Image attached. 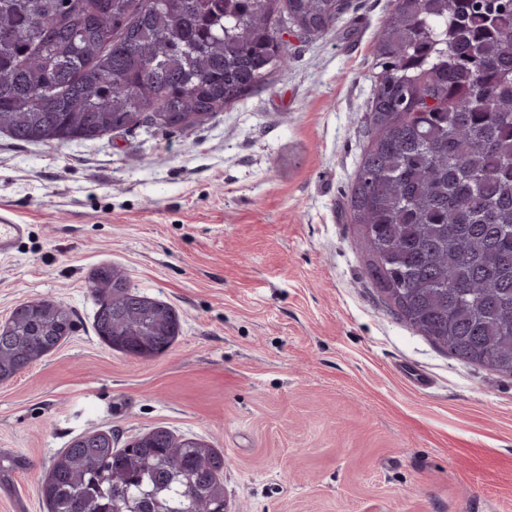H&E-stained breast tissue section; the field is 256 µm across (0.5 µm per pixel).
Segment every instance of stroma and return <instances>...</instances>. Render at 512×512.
Listing matches in <instances>:
<instances>
[{
  "mask_svg": "<svg viewBox=\"0 0 512 512\" xmlns=\"http://www.w3.org/2000/svg\"><path fill=\"white\" fill-rule=\"evenodd\" d=\"M391 0H351L288 65L188 130L93 142L0 133V319L53 298L74 329L0 382V512H47L39 485L74 438L155 427L224 455L231 512H512V376L398 321L364 273L346 196L369 140L373 45ZM109 264L179 316L152 359L96 335ZM409 366L431 386L415 387Z\"/></svg>",
  "mask_w": 512,
  "mask_h": 512,
  "instance_id": "35a3bbf8",
  "label": "stroma"
}]
</instances>
